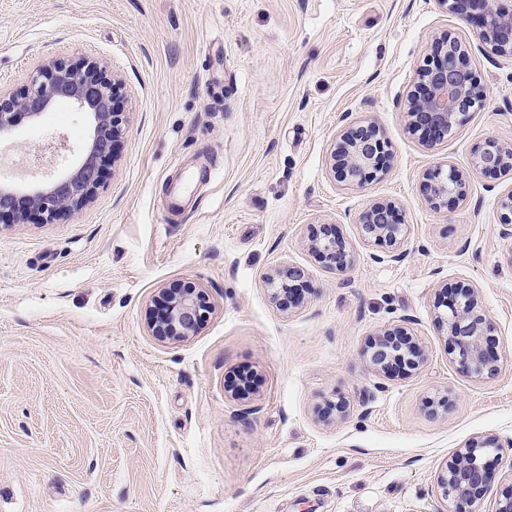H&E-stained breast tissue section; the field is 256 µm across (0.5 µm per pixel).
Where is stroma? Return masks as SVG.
Returning a JSON list of instances; mask_svg holds the SVG:
<instances>
[{
	"label": "stroma",
	"mask_w": 512,
	"mask_h": 512,
	"mask_svg": "<svg viewBox=\"0 0 512 512\" xmlns=\"http://www.w3.org/2000/svg\"><path fill=\"white\" fill-rule=\"evenodd\" d=\"M446 35L486 98L430 144L407 95ZM85 58L125 85L104 180L68 216L0 223V512H449L439 469L488 435L502 448L476 508L494 512L512 493V172L472 161L488 140L512 148V53L436 0H0V90ZM361 121L386 170L347 186L331 150ZM89 135L66 101L0 133V183L63 175ZM446 163L466 197L434 207L424 175ZM180 168L199 178L171 218ZM377 201L408 226L399 260L359 234ZM323 224L356 257L346 274L309 249ZM284 264L304 277L278 302ZM459 282L497 328L493 377L459 373L436 323L440 285ZM187 283L208 311L186 339L155 336L160 290ZM397 325L424 361L385 377L365 349ZM339 398L349 415L318 421Z\"/></svg>",
	"instance_id": "stroma-1"
}]
</instances>
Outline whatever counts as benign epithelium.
Returning a JSON list of instances; mask_svg holds the SVG:
<instances>
[{
	"mask_svg": "<svg viewBox=\"0 0 512 512\" xmlns=\"http://www.w3.org/2000/svg\"><path fill=\"white\" fill-rule=\"evenodd\" d=\"M447 12L472 20L479 41L500 51H512V14L501 12L495 0H437ZM123 82L108 74L93 59L68 64L55 59L36 68L17 92H0V131L25 120L33 121L59 99H67L86 112L91 134L86 153L73 170L46 187L24 194L28 205L13 206L17 192L0 188V221L24 222L37 218L49 222L85 206L98 189L105 166L113 157V143L122 137L124 112ZM485 91L474 79L469 55L456 38L446 37L436 45L431 63L420 69L417 87L408 95L411 127L423 137L440 141L455 132L470 108L480 103ZM386 143L371 123L348 127L333 144L332 168L338 179L361 186L383 172ZM474 167L485 172L512 170V148L488 140L474 153ZM468 174L452 165L438 167L427 174L428 202L437 207L451 198L464 197ZM362 238L388 247H398L406 239V225L399 222L396 205L376 202L359 223ZM310 248L332 270L347 272L354 256L336 225L323 224ZM303 277L295 266L278 269L271 282L279 291L292 292L290 282ZM165 310L157 318L153 332L160 337L180 339L193 333L195 324L206 312L200 291L187 285L164 292ZM438 324L446 331L459 371L467 377L492 376L497 372L496 327L481 313L479 292L474 286H460L451 294L445 310L437 313ZM373 369L389 374L401 368L415 369L423 362V352L411 330L396 326L379 333L368 350ZM488 448L500 444L488 436L466 443L445 465L437 477L441 497L455 504L453 512H468L475 499L491 481V470L482 461Z\"/></svg>",
	"mask_w": 512,
	"mask_h": 512,
	"instance_id": "obj_1",
	"label": "benign epithelium"
}]
</instances>
